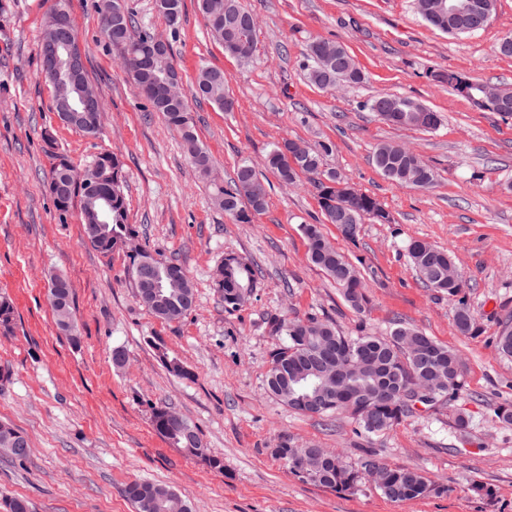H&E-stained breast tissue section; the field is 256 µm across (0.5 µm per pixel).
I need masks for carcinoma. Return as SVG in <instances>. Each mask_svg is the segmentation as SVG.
Returning <instances> with one entry per match:
<instances>
[{"mask_svg":"<svg viewBox=\"0 0 512 512\" xmlns=\"http://www.w3.org/2000/svg\"><path fill=\"white\" fill-rule=\"evenodd\" d=\"M198 2L212 37L221 45L225 54L235 56L233 48L224 42V18L245 12L247 8L241 0ZM422 2L426 12L424 20L433 28L443 33L448 32V19L439 17L434 11L437 0ZM122 23V62L131 58L138 62L147 61L154 53L153 44L149 40L150 31L135 32L134 19L127 8L122 13ZM316 45L317 41H310L304 53V70L312 85L324 90L339 83L356 86L365 80V74L342 45L339 46L342 53L340 71L332 73L328 79H321L314 59ZM432 77L474 102L487 97L484 88L489 86L495 96L510 103L511 107L489 104L485 109L505 118L512 117V89L491 86L455 71L434 73ZM193 97L207 101L225 112L234 107L228 91V80L219 68L202 66L198 69L193 83ZM149 102L153 111L160 113L167 125L179 133L194 168L209 182L212 200L217 207L240 224L251 223L256 215L266 209L267 191L252 160L242 159L229 182L215 179L212 177V157L199 141L190 107L162 103L154 98L149 99ZM370 110L377 113L384 122L402 128L433 131L441 123L437 112L409 97L394 94L374 97ZM330 151L331 145L323 143L318 149H309V157L298 158L292 164L289 160L290 140L283 139L274 143L266 152L263 166L284 184L295 183L302 174L309 176L325 223L337 225L346 239H355L359 226L367 220L378 224L391 223L389 212L377 198L354 190L338 172L323 168V156ZM49 154L53 163L47 190L65 186V204L55 203L57 210L64 212L75 198L85 200V194L79 186H71L74 166L69 157L53 148L49 149ZM416 160H420V157L393 142L379 144L373 155L375 166L387 179L401 185L427 189L435 180L434 171L426 165L424 174H418L414 166ZM94 163L103 175L102 191L109 203L105 205L104 223L99 226L96 225L94 215L98 211V204L87 203L83 206V230L91 239L90 245L102 254L114 251L126 253L134 279L146 263H151L150 278L158 285L163 298L155 300L138 292V302L161 322L170 323L181 319L192 310L196 301L194 284L187 270L179 263L155 257L137 242L139 232L129 223L124 193L126 175L121 159L114 153H102L95 157ZM338 184L344 185L350 195L348 206L343 208L336 206ZM301 233L306 242L309 262L326 274L354 311L362 312L367 304V285L358 267L325 238L320 225L303 224ZM406 253L417 277L426 287L457 298L453 314L455 330L464 336L473 334L476 331L475 316L468 302L460 297L464 282L453 253L420 239L410 240ZM222 266L224 277L214 282V286L224 300V307L236 309L244 302L245 295L254 288L258 269L233 254L224 256ZM14 316L12 300L0 294L1 333L11 331ZM273 331L282 337V344L271 354V366L266 376L267 392L288 408L304 415L307 414L305 401L314 395V391L332 392V401L315 411V415L333 417L345 413L357 423L360 433L369 439L416 413L415 403L409 397L407 387L412 376L419 371H430L434 386L433 395L420 400L425 407L439 401L446 402L463 389L462 360L457 352L400 319L394 320L390 335L386 337L371 334L348 336L335 322L317 317L276 320L273 322ZM156 350L170 373L179 377L191 376L189 369L178 358L169 357L160 346ZM496 351L503 357L512 358L511 320L503 322L499 327ZM361 354L372 362L368 374L362 373L358 364V356ZM338 357L343 359V366L350 375V385L342 394L336 392V378L327 374V366L336 363ZM167 414L166 406H157L152 411L153 427L162 438L186 455L202 457L210 467L224 469L221 458L208 454V448L195 425L186 420L182 426L175 428L168 422ZM9 441L30 448L22 431L0 422V448L7 447ZM274 454L290 469L300 456H317L319 449L297 448L285 442L274 449ZM376 467L379 468L378 488L391 502L423 498L438 490L431 480L416 469L391 468L381 463L370 448L354 462H347L340 453L329 451L322 456L319 470L302 475L300 479L336 492H349L357 489L364 474ZM124 493L135 505L137 512H191L182 498H177L175 502L169 499L173 489L166 485L133 481L126 485Z\"/></svg>","mask_w":512,"mask_h":512,"instance_id":"cac0c4a2","label":"carcinoma"}]
</instances>
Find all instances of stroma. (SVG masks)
Here are the masks:
<instances>
[{"mask_svg": "<svg viewBox=\"0 0 512 512\" xmlns=\"http://www.w3.org/2000/svg\"><path fill=\"white\" fill-rule=\"evenodd\" d=\"M97 0H70L89 79L105 111L99 137L59 123L51 89L40 77L39 43L53 0H0V293L15 306L11 332L0 334V421L31 444L24 461L0 457V512L15 497L30 512H135L124 489L133 481L172 486L192 512H512V426L496 416L512 403V360L495 349L501 322L512 320V118L481 109L435 72H461L512 88V57L499 41L512 34V0H497L488 25L458 37L428 26L414 0H244L259 20L252 63L225 55L208 33L197 0H182L170 28L155 0H127L139 24L164 34L184 88L200 66L222 69L232 111L190 100L200 141L229 179L244 158L261 162L271 143L328 142L325 168L379 199L388 224H362L355 240L324 223L306 178L283 185L264 171L268 204L249 224L214 206L179 134L127 78L100 33ZM315 38L343 44L365 74L339 91L311 85L303 52ZM380 93L412 97L440 112L434 132L382 123L367 107ZM52 134L77 166L98 153L121 157L127 172L129 221L151 251L182 264L196 305L172 323L155 319L136 297L124 253L85 241L79 208L59 212L46 182ZM384 141L405 144L431 166L426 190L397 185L375 167ZM320 225L349 259H362L369 304L352 310L306 258L300 225ZM423 239L451 250L465 282L462 296L480 327L463 336L452 325L457 299L425 287L405 246ZM251 260L257 286L225 309L213 272L225 255ZM73 289L79 344L61 335L47 298L50 276ZM317 316L349 335H387L403 319L457 350L465 388L447 403L421 409L373 440L357 437L347 416L323 421L297 413L267 393L276 318ZM162 344L191 375L170 374ZM123 348L125 367L112 364ZM173 408L196 425L223 470L189 457L161 438L153 407ZM465 412L466 430L454 415ZM334 448L356 460L375 448L381 463L424 472L438 486L425 498L387 500L366 480L336 493L302 482L275 455L282 442ZM481 491H473V484Z\"/></svg>", "mask_w": 512, "mask_h": 512, "instance_id": "1", "label": "stroma"}]
</instances>
